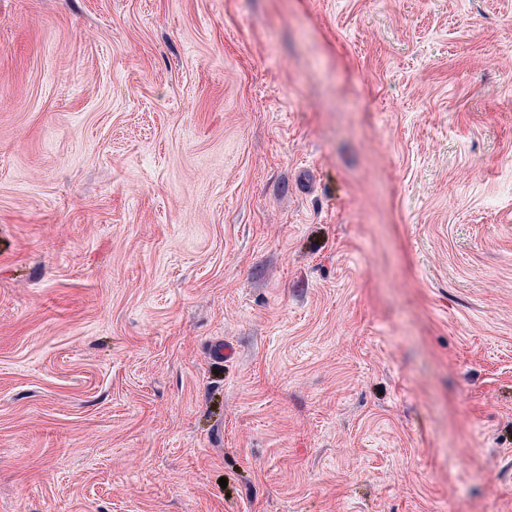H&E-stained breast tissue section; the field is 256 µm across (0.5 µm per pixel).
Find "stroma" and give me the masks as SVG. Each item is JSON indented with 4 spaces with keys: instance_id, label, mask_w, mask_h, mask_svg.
Returning a JSON list of instances; mask_svg holds the SVG:
<instances>
[{
    "instance_id": "1",
    "label": "stroma",
    "mask_w": 512,
    "mask_h": 512,
    "mask_svg": "<svg viewBox=\"0 0 512 512\" xmlns=\"http://www.w3.org/2000/svg\"><path fill=\"white\" fill-rule=\"evenodd\" d=\"M0 512H512V0H0Z\"/></svg>"
}]
</instances>
